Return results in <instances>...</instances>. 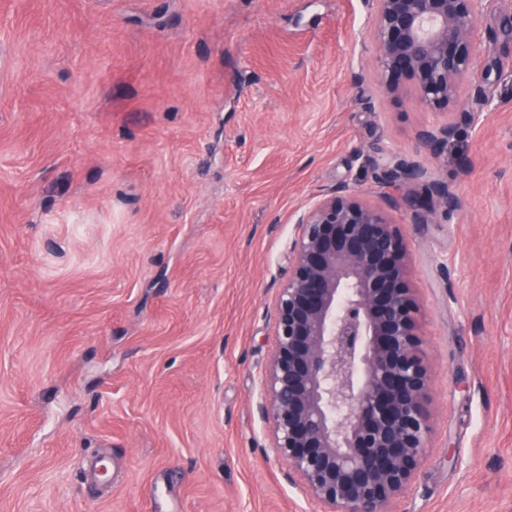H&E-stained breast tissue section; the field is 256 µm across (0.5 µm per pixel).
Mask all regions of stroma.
<instances>
[{
  "mask_svg": "<svg viewBox=\"0 0 512 512\" xmlns=\"http://www.w3.org/2000/svg\"><path fill=\"white\" fill-rule=\"evenodd\" d=\"M372 0H0V512H322L258 413L299 216L387 207L405 156L461 201L407 242L431 432L398 512H512V0L476 113L389 94ZM104 450L112 484L83 477ZM458 126V121H448L447 119L444 124L421 129L418 133V139L422 145L431 149H437L456 134Z\"/></svg>",
  "mask_w": 512,
  "mask_h": 512,
  "instance_id": "1",
  "label": "stroma"
}]
</instances>
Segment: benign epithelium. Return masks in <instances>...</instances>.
<instances>
[{"label":"benign epithelium","instance_id":"obj_1","mask_svg":"<svg viewBox=\"0 0 512 512\" xmlns=\"http://www.w3.org/2000/svg\"><path fill=\"white\" fill-rule=\"evenodd\" d=\"M377 63L388 92L407 81L442 109L474 78L475 0H373ZM459 120L425 127L437 149ZM389 205L430 224L461 200L426 169L393 157ZM422 184L423 190L407 189ZM288 282L274 301L271 354L259 411L286 478L324 512H394L421 466L430 433V374L405 238L385 212L341 184L300 216Z\"/></svg>","mask_w":512,"mask_h":512}]
</instances>
